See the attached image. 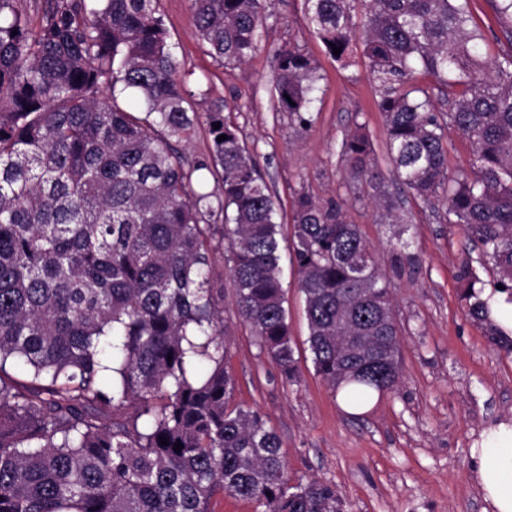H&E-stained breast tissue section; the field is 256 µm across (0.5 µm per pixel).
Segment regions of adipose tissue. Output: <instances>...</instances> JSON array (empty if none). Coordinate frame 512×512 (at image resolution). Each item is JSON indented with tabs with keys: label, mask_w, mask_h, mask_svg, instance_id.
<instances>
[{
	"label": "adipose tissue",
	"mask_w": 512,
	"mask_h": 512,
	"mask_svg": "<svg viewBox=\"0 0 512 512\" xmlns=\"http://www.w3.org/2000/svg\"><path fill=\"white\" fill-rule=\"evenodd\" d=\"M477 478L493 512H512V425L499 424L476 455Z\"/></svg>",
	"instance_id": "ef3b65f1"
}]
</instances>
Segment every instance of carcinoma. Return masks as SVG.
I'll return each instance as SVG.
<instances>
[{"mask_svg":"<svg viewBox=\"0 0 512 512\" xmlns=\"http://www.w3.org/2000/svg\"><path fill=\"white\" fill-rule=\"evenodd\" d=\"M16 2L0 0V512H209L220 493L258 512H344L330 485L290 484L277 433L232 404L209 278L218 232L238 316L282 379L299 373L277 206L222 109L197 112L158 0H44L36 26ZM273 2L189 9L208 54L239 66L259 50ZM305 5L341 66L362 45L397 178L445 203L512 302V55L482 58L466 0ZM318 80L299 48L274 51L275 109L301 128ZM202 117L211 143L191 158L175 144ZM451 131L472 148L452 177ZM371 154L359 124L341 155L378 190ZM292 221L315 372L354 407L396 392L400 327L370 242L341 201L300 192ZM457 278L469 317L511 355L472 262Z\"/></svg>","mask_w":512,"mask_h":512,"instance_id":"obj_1","label":"carcinoma"}]
</instances>
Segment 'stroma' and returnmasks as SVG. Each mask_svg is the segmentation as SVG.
Listing matches in <instances>:
<instances>
[{
	"label": "stroma",
	"instance_id": "35a3bbf8",
	"mask_svg": "<svg viewBox=\"0 0 512 512\" xmlns=\"http://www.w3.org/2000/svg\"><path fill=\"white\" fill-rule=\"evenodd\" d=\"M501 0H468L481 29V53L493 63L512 55V17ZM182 70L192 72L198 108L220 106L224 117L259 159L277 201L281 279L299 378L289 384L260 350L236 313L227 245L212 259L217 302L223 311L235 401L259 411L282 442L291 481L317 480L336 489L345 512H486L473 468V447L487 427L512 423V355L489 340L467 314L457 270L466 248L462 225L449 223L438 202L426 203L397 183L386 151L384 119L362 64L344 68L309 25L304 0H275L268 38L246 64L224 66L205 54L191 23L188 0H159ZM294 45L321 75L313 122L307 129L275 111L272 54ZM362 123L371 141L382 189L407 227L389 223L371 202L370 184L351 180L341 142ZM344 201L346 219L374 246L390 282L401 328V380L361 412L344 410L316 374L308 349V321L289 244L293 201Z\"/></svg>",
	"mask_w": 512,
	"mask_h": 512
}]
</instances>
